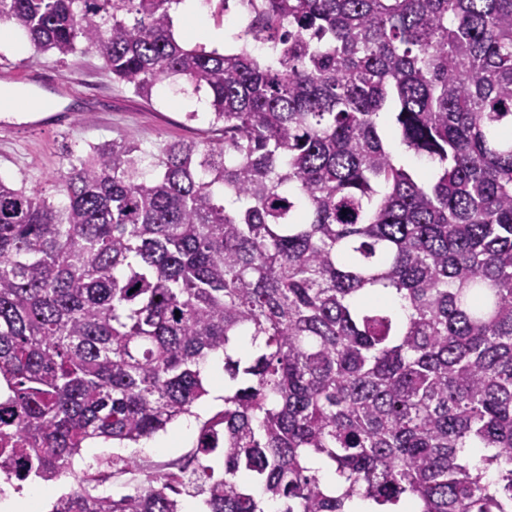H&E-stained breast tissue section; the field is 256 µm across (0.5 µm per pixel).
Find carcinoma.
Returning a JSON list of instances; mask_svg holds the SVG:
<instances>
[{
    "label": "carcinoma",
    "instance_id": "cac0c4a2",
    "mask_svg": "<svg viewBox=\"0 0 512 512\" xmlns=\"http://www.w3.org/2000/svg\"><path fill=\"white\" fill-rule=\"evenodd\" d=\"M183 2L0 0L36 51L139 97L181 79L211 124L92 144L53 196L0 178L5 482L199 418L221 353L189 460L116 453L133 491L50 512H512V0H220L253 13L222 52ZM215 369H216L215 361H210L209 363H207L204 366V369H203V373L205 374V376H207L209 379H211L213 381L211 389H210L211 381H208L211 399H219L222 396H224L223 382H221L220 377L215 376ZM221 399H222L221 402H215V401H210L209 398L207 397L206 400L203 403H201L196 409L197 413L201 416V419L207 418L214 412L223 409V407H224L223 397Z\"/></svg>",
    "mask_w": 512,
    "mask_h": 512
}]
</instances>
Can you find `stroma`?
I'll use <instances>...</instances> for the list:
<instances>
[{
	"mask_svg": "<svg viewBox=\"0 0 512 512\" xmlns=\"http://www.w3.org/2000/svg\"><path fill=\"white\" fill-rule=\"evenodd\" d=\"M31 68L52 71L70 82L72 91L63 98L42 91L48 104L42 112H0V176L12 182L47 186L70 152L121 136L150 148L167 140H198L208 133L206 106L184 84L164 82L147 102L113 81L97 55L60 61L26 41L17 49L0 47V71L21 74ZM192 111L198 112L197 120H187ZM112 453L108 442L84 449L74 460L73 474L44 483L46 502L76 488L89 463L108 460Z\"/></svg>",
	"mask_w": 512,
	"mask_h": 512,
	"instance_id": "obj_1",
	"label": "stroma"
}]
</instances>
